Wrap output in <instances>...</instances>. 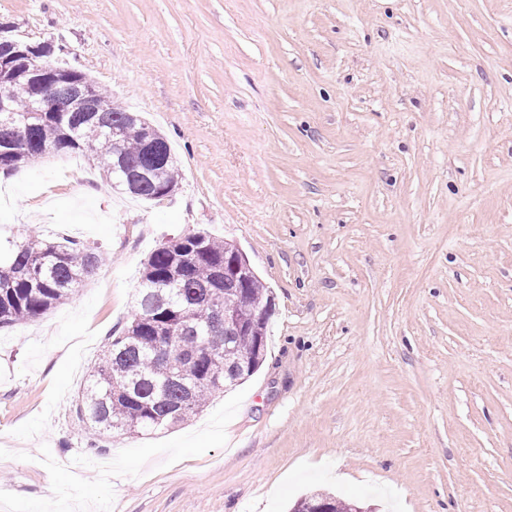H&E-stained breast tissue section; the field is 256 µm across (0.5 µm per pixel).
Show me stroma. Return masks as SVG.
Returning a JSON list of instances; mask_svg holds the SVG:
<instances>
[{
	"label": "stroma",
	"instance_id": "35a3bbf8",
	"mask_svg": "<svg viewBox=\"0 0 512 512\" xmlns=\"http://www.w3.org/2000/svg\"><path fill=\"white\" fill-rule=\"evenodd\" d=\"M20 39L172 143L171 199L94 161L0 172V237L97 248L0 328V512H512V0H0ZM207 230L275 309L265 360L191 420L90 433L78 394L143 262Z\"/></svg>",
	"mask_w": 512,
	"mask_h": 512
}]
</instances>
